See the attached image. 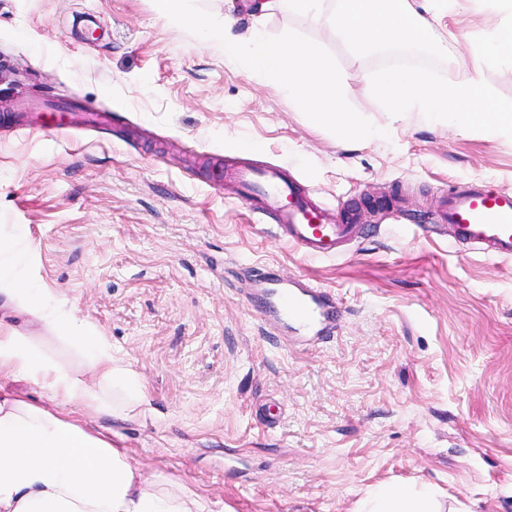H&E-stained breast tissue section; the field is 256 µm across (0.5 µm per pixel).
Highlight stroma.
Segmentation results:
<instances>
[{"label":"stroma","mask_w":512,"mask_h":512,"mask_svg":"<svg viewBox=\"0 0 512 512\" xmlns=\"http://www.w3.org/2000/svg\"><path fill=\"white\" fill-rule=\"evenodd\" d=\"M465 0L436 46L359 49L287 12L269 39L321 44L356 117L337 141L274 81L155 0H0V236L28 227L30 274L142 376L154 414L117 428L150 475L213 512H363L379 487H430L444 512H512V261L452 245L450 190H512V134L382 111L389 67L473 74L505 25ZM112 107V128L17 133L20 103ZM279 168L356 242L312 260L250 211L241 166ZM315 280L330 339L267 325L256 270Z\"/></svg>","instance_id":"obj_1"}]
</instances>
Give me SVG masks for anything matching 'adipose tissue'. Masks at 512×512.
I'll list each match as a JSON object with an SVG mask.
<instances>
[{
	"label": "adipose tissue",
	"mask_w": 512,
	"mask_h": 512,
	"mask_svg": "<svg viewBox=\"0 0 512 512\" xmlns=\"http://www.w3.org/2000/svg\"><path fill=\"white\" fill-rule=\"evenodd\" d=\"M186 2L158 0L168 17L220 39L227 58L273 78L312 124L330 128L340 140L375 130L354 119L342 81L327 66L320 45L265 40L270 11L326 18L351 45L433 44L430 8L413 0H254L252 49L246 53L232 34L233 13H225L219 31L209 14L188 10ZM493 42V54L475 50L470 80L451 82L421 68L390 67L378 74L374 91L388 112L432 116L460 131L477 126L512 131V101L478 109L483 66L493 59L512 64V24L498 30ZM26 239V230L18 229L0 246V271L7 274L0 301L57 335L81 361L77 368L64 367L34 337L0 324V512H211L199 492L146 477L125 449L82 421V414L93 413L125 422L154 410L138 373L113 354L107 337L76 316L61 295L36 287L27 273ZM19 378L33 386V398L10 390V382ZM369 512H442V506L431 495L386 487L374 493Z\"/></svg>",
	"instance_id": "ef3b65f1"
}]
</instances>
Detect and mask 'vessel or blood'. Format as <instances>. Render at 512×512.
I'll list each match as a JSON object with an SVG mask.
<instances>
[{
	"instance_id": "1",
	"label": "vessel or blood",
	"mask_w": 512,
	"mask_h": 512,
	"mask_svg": "<svg viewBox=\"0 0 512 512\" xmlns=\"http://www.w3.org/2000/svg\"><path fill=\"white\" fill-rule=\"evenodd\" d=\"M45 128L58 133L71 130L63 107L49 106L44 121L27 126L31 132ZM236 176L246 190V204L272 216L280 235L306 256L336 258L345 243L359 232L356 225L333 220L327 210L313 205L295 183L276 170L242 168ZM445 219L452 226L456 241L504 261L512 259V190L470 182L467 188L448 194ZM266 284L256 301L258 307L279 312L283 319L314 331L319 337L334 321L335 307L317 285L307 282L288 287L272 277L267 278Z\"/></svg>"
}]
</instances>
